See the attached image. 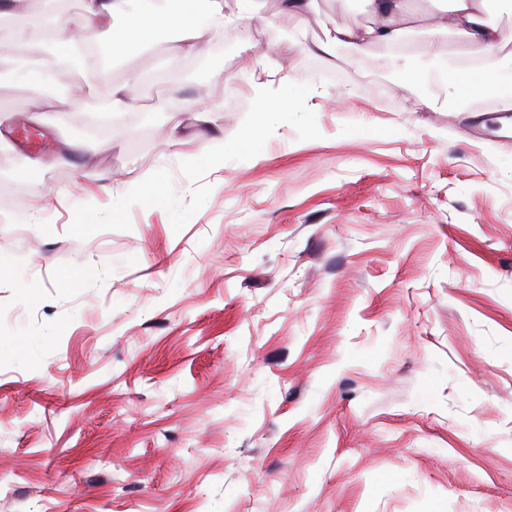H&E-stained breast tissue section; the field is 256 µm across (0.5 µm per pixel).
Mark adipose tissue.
Masks as SVG:
<instances>
[{"mask_svg":"<svg viewBox=\"0 0 512 512\" xmlns=\"http://www.w3.org/2000/svg\"><path fill=\"white\" fill-rule=\"evenodd\" d=\"M371 10V20L366 24L342 25L332 23L326 27L315 45L323 56L333 55L337 46L345 45L357 52H364L372 44L387 49L384 66L399 73L408 72L414 59L428 56L427 47L414 50L404 47L405 36L417 27L433 31H450L465 45L467 56L480 59L477 68L462 69L455 82L448 87L449 96L459 94L460 86H467L475 96L490 89L497 73L489 55L493 49L504 48L512 43V37L487 22L485 18L488 0H451L450 7L434 12L415 11L410 0H365ZM0 8L11 12L13 25L0 32V58L18 41L49 45V57L36 61L34 74L42 84L52 80V55L63 52L81 56L87 76L99 77L103 71L92 56L86 55L87 43L97 42L99 35H106L113 54L120 55L130 48L144 43L156 30H176L180 42L178 54L190 55L198 50L200 32L211 35L223 33L225 26L262 20V0H176L175 8L156 11L151 0H87V20L79 22L67 14L57 15L51 31H44L28 16L26 0H0ZM241 53L251 63L249 70L230 74L232 82H248L253 97L268 100L272 78L266 64L269 53L259 43L246 41Z\"/></svg>","mask_w":512,"mask_h":512,"instance_id":"ef3b65f1","label":"adipose tissue"}]
</instances>
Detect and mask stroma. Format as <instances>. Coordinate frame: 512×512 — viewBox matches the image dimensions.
I'll return each mask as SVG.
<instances>
[{
	"mask_svg": "<svg viewBox=\"0 0 512 512\" xmlns=\"http://www.w3.org/2000/svg\"><path fill=\"white\" fill-rule=\"evenodd\" d=\"M264 14L273 112L207 34L116 58L99 136L0 60V512H512V139L439 101L457 36L403 76L313 53L349 0ZM136 84L137 78L132 76L126 85L119 87L112 92V98L108 101L105 108L104 105L107 97H98L93 102L95 107L92 112H103L105 109V112L112 114V112H123L128 109L129 101L131 99L130 93Z\"/></svg>",
	"mask_w": 512,
	"mask_h": 512,
	"instance_id": "stroma-1",
	"label": "stroma"
}]
</instances>
